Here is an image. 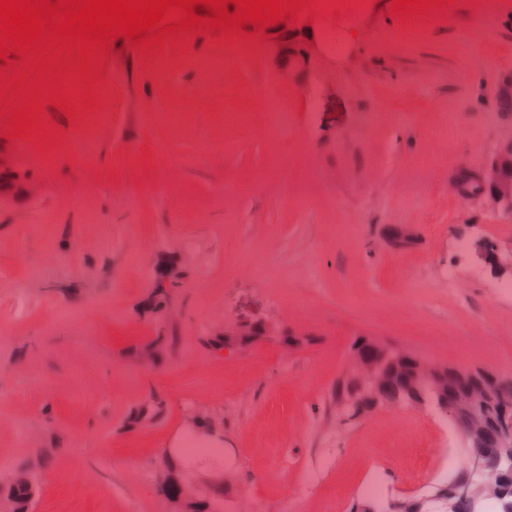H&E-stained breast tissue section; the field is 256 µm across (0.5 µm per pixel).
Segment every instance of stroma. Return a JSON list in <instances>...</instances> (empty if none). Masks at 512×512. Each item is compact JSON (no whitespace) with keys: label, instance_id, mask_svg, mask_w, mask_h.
Masks as SVG:
<instances>
[{"label":"stroma","instance_id":"stroma-1","mask_svg":"<svg viewBox=\"0 0 512 512\" xmlns=\"http://www.w3.org/2000/svg\"><path fill=\"white\" fill-rule=\"evenodd\" d=\"M391 6L308 9L314 63L287 78L272 23L231 58L209 30L148 57L113 39L98 110L45 106V154L0 102V483L32 471L35 512H172L157 473L193 419L224 429L213 512H349L371 481L419 496L464 467L442 414L343 424L333 392L360 336L512 377V297L465 247L511 250L512 213L452 188L512 143V0ZM238 323L280 333L219 348Z\"/></svg>","mask_w":512,"mask_h":512}]
</instances>
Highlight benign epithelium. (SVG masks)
I'll return each instance as SVG.
<instances>
[{"mask_svg": "<svg viewBox=\"0 0 512 512\" xmlns=\"http://www.w3.org/2000/svg\"><path fill=\"white\" fill-rule=\"evenodd\" d=\"M285 69L304 68L309 53L296 31L285 28L277 42ZM456 188L463 197L478 196L488 204L512 212V144L478 177L462 170ZM480 261L500 272H512V252L504 253L488 241L476 246ZM381 349V358L368 356L362 346L351 350L342 378L353 384L349 400L342 410L359 416L378 407L376 392L384 382L381 362L406 360L413 369L409 401L431 406L448 415L463 436L467 464L434 495L395 500L393 512H429L432 500L442 504V512H482L486 500L499 512H512V388L505 377L485 370H459L429 365L401 347L368 340ZM174 503L192 512L196 491L180 485Z\"/></svg>", "mask_w": 512, "mask_h": 512, "instance_id": "7a95c632", "label": "benign epithelium"}]
</instances>
